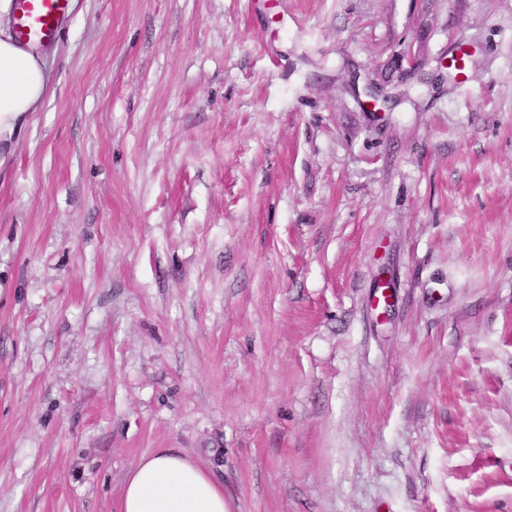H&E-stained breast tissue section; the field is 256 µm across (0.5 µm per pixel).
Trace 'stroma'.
<instances>
[{
  "instance_id": "obj_1",
  "label": "stroma",
  "mask_w": 512,
  "mask_h": 512,
  "mask_svg": "<svg viewBox=\"0 0 512 512\" xmlns=\"http://www.w3.org/2000/svg\"><path fill=\"white\" fill-rule=\"evenodd\" d=\"M42 51L0 512H118L155 448L235 512H512V0H70Z\"/></svg>"
}]
</instances>
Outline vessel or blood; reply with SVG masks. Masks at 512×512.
<instances>
[{"instance_id": "obj_1", "label": "vessel or blood", "mask_w": 512, "mask_h": 512, "mask_svg": "<svg viewBox=\"0 0 512 512\" xmlns=\"http://www.w3.org/2000/svg\"><path fill=\"white\" fill-rule=\"evenodd\" d=\"M70 0H15L14 36L21 45L55 40Z\"/></svg>"}]
</instances>
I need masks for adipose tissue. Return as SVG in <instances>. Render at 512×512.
<instances>
[{
    "label": "adipose tissue",
    "instance_id": "adipose-tissue-1",
    "mask_svg": "<svg viewBox=\"0 0 512 512\" xmlns=\"http://www.w3.org/2000/svg\"><path fill=\"white\" fill-rule=\"evenodd\" d=\"M12 0H0V163L51 80L46 58L18 44L8 29ZM119 512H232L224 488L179 448H156L132 466Z\"/></svg>",
    "mask_w": 512,
    "mask_h": 512
}]
</instances>
